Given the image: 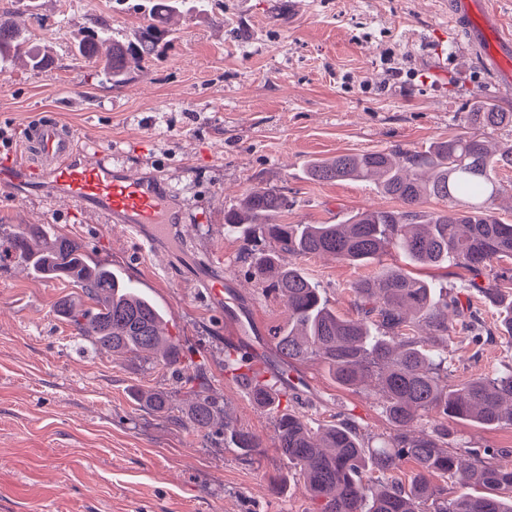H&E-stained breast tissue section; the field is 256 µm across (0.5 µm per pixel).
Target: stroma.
<instances>
[{
  "mask_svg": "<svg viewBox=\"0 0 512 512\" xmlns=\"http://www.w3.org/2000/svg\"><path fill=\"white\" fill-rule=\"evenodd\" d=\"M48 66L16 65L0 75V159L25 162L24 128L45 116L104 142L112 159L159 181L185 224L138 251L123 228L71 210L52 184L32 194L0 191V242L27 224L53 225L97 264L133 282L167 313L166 332L185 353V374L203 367L207 393L259 448L244 453L222 427L200 430L185 391L156 357L115 356L77 339L56 304L79 290L34 277L18 258L0 260V512H313L311 496L277 450L275 415L255 406L224 372V350L251 346L265 370L278 368L272 334L286 326L282 300L268 291L242 236L224 232V212L251 189L288 197L287 224H337L397 202L371 180L321 183L307 164L344 153L421 150L447 139L476 101L512 112L500 83L449 23L448 0H209L170 21L160 60L117 86L78 57L76 34L90 15L122 39L145 25V0H0ZM330 307L354 315L349 287L378 267H400L438 291H460L465 268L415 265L397 250L379 264L352 266L327 255L300 258ZM223 281L241 327L206 298ZM454 382L512 364L502 339L474 346L453 337ZM291 410L316 423L353 422L366 443L393 433L375 382L339 385L319 360L295 364ZM161 392L179 410L141 401ZM448 428L452 448L512 452V426L426 419Z\"/></svg>",
  "mask_w": 512,
  "mask_h": 512,
  "instance_id": "stroma-1",
  "label": "stroma"
}]
</instances>
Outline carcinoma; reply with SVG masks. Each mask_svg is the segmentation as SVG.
<instances>
[{"label": "carcinoma", "mask_w": 512, "mask_h": 512, "mask_svg": "<svg viewBox=\"0 0 512 512\" xmlns=\"http://www.w3.org/2000/svg\"><path fill=\"white\" fill-rule=\"evenodd\" d=\"M178 0H152L150 23L135 37L122 40L97 18L74 42L78 54L116 86L131 65L151 61L169 36L168 20ZM13 60L37 70L48 52L34 50L29 38L0 15V73ZM512 126V113L481 101L467 113L461 131L423 150H381L339 154L314 160L308 176L317 182L373 178L401 207L358 211L340 224H281L288 198L274 188L253 189L240 204L224 212V228L245 227L252 242L268 249L255 257L257 269L288 309V328L273 332L275 351L284 365L270 378L247 376L252 356L243 349L224 350V372L243 382L253 403L276 411L278 450L304 480L318 512H512V461L501 448L448 447V430L415 432L423 417L471 419L483 425H512V365L504 372L477 375L463 383L448 381L451 334L477 345L487 334L483 318L457 293L440 296L436 288L400 269H383L350 288L354 317H342L323 299L297 259L329 254L354 266L380 260L396 249L422 265L451 262L473 275L468 287L496 309L500 336L512 341V224L494 215L506 190L499 178L512 169V144L491 151L479 130ZM444 204L427 210L429 200ZM8 252L43 276L62 278L81 288L87 301L65 300L58 312L75 335L114 354L161 355L163 365L180 373L183 348L166 337L164 314L112 268L90 263L78 248L49 224H27L10 238ZM493 278L480 282L485 271ZM330 365L339 384L357 387L373 377L384 394V412L395 427L393 437L371 448L358 428L338 421L314 427L288 409V366L310 359ZM189 419L208 429L222 410L206 395L205 370L186 377ZM231 443L246 452L259 447L247 429L224 423ZM414 468L400 477L401 463ZM481 489L473 495L448 493L435 478L455 475Z\"/></svg>", "instance_id": "obj_1"}]
</instances>
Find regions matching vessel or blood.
Wrapping results in <instances>:
<instances>
[{"mask_svg": "<svg viewBox=\"0 0 512 512\" xmlns=\"http://www.w3.org/2000/svg\"><path fill=\"white\" fill-rule=\"evenodd\" d=\"M449 7L460 28L485 38L487 65L501 77L512 76V39L495 36L497 24L484 0H450ZM24 139L25 170L43 172L72 208L97 212L133 234L145 224L153 225L159 236L171 232L164 194L144 177L130 176L113 163L109 146L82 148L76 129L51 121L32 122Z\"/></svg>", "mask_w": 512, "mask_h": 512, "instance_id": "vessel-or-blood-1", "label": "vessel or blood"}]
</instances>
